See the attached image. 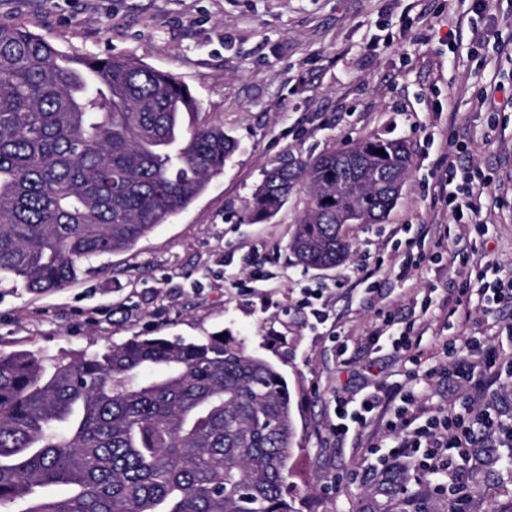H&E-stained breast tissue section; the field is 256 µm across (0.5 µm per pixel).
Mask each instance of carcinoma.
Wrapping results in <instances>:
<instances>
[{
	"mask_svg": "<svg viewBox=\"0 0 512 512\" xmlns=\"http://www.w3.org/2000/svg\"><path fill=\"white\" fill-rule=\"evenodd\" d=\"M186 112L162 71L0 22V284L62 288L187 209L237 142L199 120L184 135ZM351 151L275 165L249 202L267 220L304 191L290 250L306 268L343 264L337 227L383 220L411 165L399 139ZM294 437L285 378L242 342L135 338L48 365L0 352V512H297Z\"/></svg>",
	"mask_w": 512,
	"mask_h": 512,
	"instance_id": "cac0c4a2",
	"label": "carcinoma"
}]
</instances>
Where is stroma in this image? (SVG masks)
I'll list each match as a JSON object with an SVG mask.
<instances>
[{
  "mask_svg": "<svg viewBox=\"0 0 512 512\" xmlns=\"http://www.w3.org/2000/svg\"><path fill=\"white\" fill-rule=\"evenodd\" d=\"M470 9L466 0H0V20L67 54L170 74L239 143L189 208L79 280L0 288V351L72 357L135 336L244 342L291 392L301 451L288 496L298 512H452L447 495L403 492L409 467H387L386 422L411 388L428 407L473 411L464 384L430 373L443 342L471 329L439 304L462 281L451 253L460 227L433 200L449 135L494 176L498 204L477 246L512 271V111L489 113L479 99L491 76L512 82V57L493 51L512 0H488L475 29L463 20ZM376 135L405 140L412 165L385 221L344 225V265L307 270L289 251L302 192L270 220H241L271 166ZM406 260L404 277L375 273ZM484 306L473 292V320L512 364V312ZM389 317L408 328L407 352L388 336L372 341ZM373 392L382 411L336 437V401L354 409ZM507 454L496 437L465 449L471 512H512Z\"/></svg>",
  "mask_w": 512,
  "mask_h": 512,
  "instance_id": "obj_1",
  "label": "stroma"
}]
</instances>
